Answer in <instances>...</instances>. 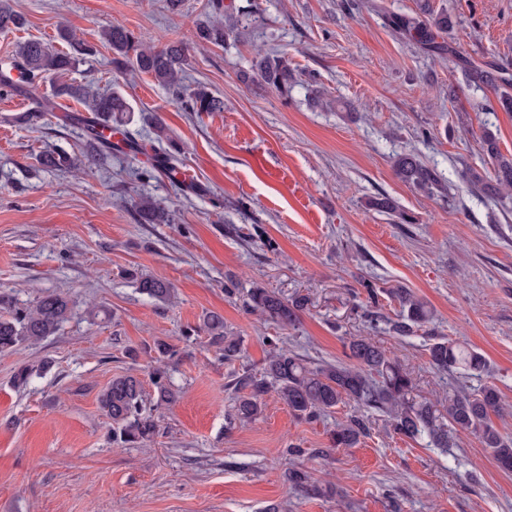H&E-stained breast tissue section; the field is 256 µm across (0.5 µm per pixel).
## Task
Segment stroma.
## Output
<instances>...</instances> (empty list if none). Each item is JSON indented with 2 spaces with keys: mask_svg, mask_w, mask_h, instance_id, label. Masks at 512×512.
<instances>
[{
  "mask_svg": "<svg viewBox=\"0 0 512 512\" xmlns=\"http://www.w3.org/2000/svg\"><path fill=\"white\" fill-rule=\"evenodd\" d=\"M235 2L258 9L247 29L190 51L187 83L224 100L223 111L196 114L151 76L114 71L102 28L120 24L157 45L191 40L206 0L176 11L168 0H9L23 24L0 31V57L28 39L66 50L57 27L67 25L94 48L75 81L125 95L141 148L102 167L42 168L46 148L86 150L85 131L69 120L83 105L60 101L32 127L22 117L51 96V80L0 95V294L25 308L56 291L71 306L56 334L0 354V512H512V472L472 432L444 453L371 410L369 434L336 448L330 432L353 404L305 421L272 390L256 420H227L238 377L265 379L271 340L316 365L345 361L351 338L372 336L440 403L480 385L432 366L427 346L446 338L484 355L503 404L491 421L512 436V196L475 192L461 177L493 172L483 131L512 153V112L489 107L459 67L490 60L512 74V0ZM425 3L451 16L441 40L452 54L428 53L386 25V14ZM259 53L287 55L302 80L291 98L243 81ZM311 87L352 111L322 110ZM151 115L179 146L185 182L155 167L145 147ZM398 153L418 154L443 189L402 181ZM381 194L400 216L370 207ZM143 196L172 222L141 223ZM146 276L170 282L174 299L142 294ZM256 284L305 298L296 326L246 309ZM397 287L433 312L410 336L392 330L400 307L388 291ZM370 304L380 315L373 330ZM212 313L241 340L234 360L200 330ZM160 342L179 352L169 364L178 398L158 409L150 441L113 444L99 397L127 372L153 396ZM24 367L33 373L22 384ZM291 468L307 472L312 492L288 485Z\"/></svg>",
  "mask_w": 512,
  "mask_h": 512,
  "instance_id": "obj_1",
  "label": "stroma"
}]
</instances>
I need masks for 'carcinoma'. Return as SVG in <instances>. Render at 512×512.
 Returning <instances> with one entry per match:
<instances>
[{"label": "carcinoma", "instance_id": "1", "mask_svg": "<svg viewBox=\"0 0 512 512\" xmlns=\"http://www.w3.org/2000/svg\"><path fill=\"white\" fill-rule=\"evenodd\" d=\"M207 8L211 21L197 26L196 37L215 46L224 45L238 31V26L253 16L252 11L237 8L231 2L226 4L224 0H208ZM387 21L395 32L428 52L442 55L451 51V47L437 41L439 34L451 25V19L445 12L436 13L427 7L419 13L391 15ZM21 25V16L7 0H0V31ZM102 35L112 50V66L116 71L130 70L150 75L159 85L175 94L189 112L224 111V101L206 87L197 85L192 88L185 83L187 42L177 40L154 46L121 25L103 29ZM62 38L69 44L67 52L33 39L17 46L15 67L21 69L23 78L33 82L48 76L53 84L52 97L42 99L35 108L26 112L25 122L38 123L45 113L55 108V100L71 98L82 103L88 112V116L82 119L86 128L92 130L101 121L122 125L133 107L120 91L99 93L89 85L66 78L67 74L79 68L88 49L68 32L62 33ZM462 65L467 82L493 91L497 103L512 111V96L498 93L501 86L512 83V80L503 76L496 64L487 62L478 66L464 60ZM246 78L275 90L285 98L299 85L288 58L276 54L255 57ZM150 125L156 131L153 149L161 154L167 164V173L174 178L177 158L163 146L164 124L156 116ZM88 139L89 150L80 159L47 149L40 154L39 163L46 168L60 170L103 166L112 152L120 150L98 135L91 133ZM482 143L487 155L494 160V182L484 181L470 168L464 176L477 191L495 192L506 197L512 191V157L501 153L496 136L489 130L483 131ZM393 167L401 179L414 186L423 189L439 186L436 171L412 153L395 156ZM137 209L140 220L145 224H166L171 220V214L150 197L140 198ZM140 288L161 302H169L173 297L171 284L161 279L143 278ZM391 295L401 308L400 319L393 325V332L397 335L408 336L413 329L429 320L431 310L427 303L410 289L396 288ZM248 306L268 320L290 327L299 321L305 301L283 298L267 288L255 286L248 294ZM70 313L67 298L47 293L31 307L0 315V353L10 351L23 342L35 344L54 334ZM204 327L213 342L224 345V359L232 360L238 356L240 340L224 332L223 318L210 315L204 320ZM347 349L350 363H324L311 367L301 357L275 347L267 360L265 373L276 385L280 399L300 419H317L338 404L353 401L366 409L386 414L397 433L411 439L426 436L443 450L454 446L457 432H474L498 466L512 471V437L502 434L490 421V414L501 411L500 392L493 382L487 381L471 391L462 389L449 394L446 405L439 410L432 402L413 397L414 379L377 342L368 337H357L349 341ZM428 353L431 364L438 370H458L471 376H481L488 371L481 353L457 342L441 339L430 344ZM153 384L157 393L153 404L147 403L142 382L133 373L113 377L101 393L99 402L111 421L112 442L133 446L158 433L153 411L171 404L175 400V392L170 375L164 369L154 372ZM237 384L249 389V393L238 398L229 416L243 421L253 420L262 411L263 396L268 386L248 376L238 378ZM368 432V420L352 416L336 424L332 432L333 446L351 448Z\"/></svg>", "mask_w": 512, "mask_h": 512}]
</instances>
